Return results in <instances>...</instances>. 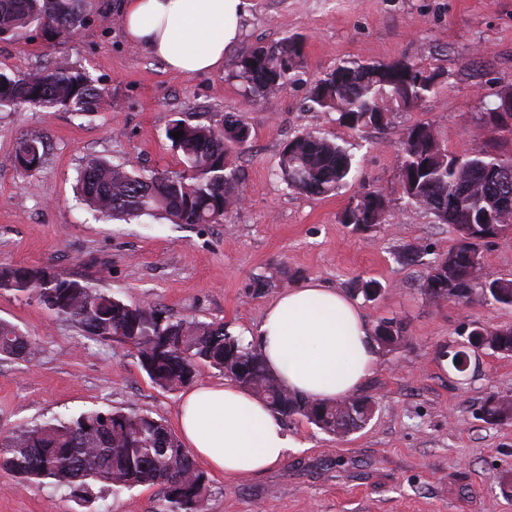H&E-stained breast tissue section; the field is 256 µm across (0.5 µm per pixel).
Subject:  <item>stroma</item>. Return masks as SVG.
<instances>
[{
  "instance_id": "obj_1",
  "label": "stroma",
  "mask_w": 512,
  "mask_h": 512,
  "mask_svg": "<svg viewBox=\"0 0 512 512\" xmlns=\"http://www.w3.org/2000/svg\"><path fill=\"white\" fill-rule=\"evenodd\" d=\"M119 5L85 0L84 24L64 45L38 32L25 43L0 40V71L21 76L65 59L111 102L92 116L31 106L0 111V268H47L134 306L224 323L250 343L268 306L288 289L315 280L347 293L356 281L376 280L380 295L355 301L370 326L393 320L404 340L380 351L361 388L377 400L371 421L336 438L284 419L296 443L286 459L244 482L209 474L205 512H512V421L490 424L476 413L489 395L512 399V357L486 351L477 369L461 374L441 356L474 326H512V306L424 293V267L406 264L401 252L424 246L432 260L458 235L407 206L398 179L400 139L415 124L431 125L456 155L494 144L512 150V132L484 122L497 93L512 88V0H250L238 47L223 70L202 75L171 72L130 44ZM286 34L304 41L297 82L273 105L248 102L231 77L243 48ZM349 59L406 60L442 78L431 99L393 110L387 129L351 130L306 103L311 82ZM228 113L240 116L251 137L233 157L247 201L224 223L106 220L77 194L80 171L93 158L178 169L169 121L217 125ZM309 132L354 156L347 184L335 193L300 194L277 176L281 147ZM31 133L45 136L49 150L28 174L14 147ZM373 190L390 203L386 222L363 232L341 224L351 198ZM0 319L36 346L28 359L0 360V434L113 408L175 427L180 392L154 386L130 347L81 336L31 294L0 290ZM157 494L151 485L103 492L85 509L65 491L21 487L0 470V512H153Z\"/></svg>"
}]
</instances>
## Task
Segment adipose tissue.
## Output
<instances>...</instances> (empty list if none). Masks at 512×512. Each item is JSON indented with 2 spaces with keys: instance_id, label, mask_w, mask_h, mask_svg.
I'll use <instances>...</instances> for the list:
<instances>
[{
  "instance_id": "adipose-tissue-1",
  "label": "adipose tissue",
  "mask_w": 512,
  "mask_h": 512,
  "mask_svg": "<svg viewBox=\"0 0 512 512\" xmlns=\"http://www.w3.org/2000/svg\"><path fill=\"white\" fill-rule=\"evenodd\" d=\"M246 0H124L126 38L182 74L219 71L241 36ZM372 331L357 305L316 282L288 289L267 309L257 342L289 391L333 402L373 371ZM183 442L214 472L247 479L280 464L294 442L279 415L232 382L203 383L182 395Z\"/></svg>"
}]
</instances>
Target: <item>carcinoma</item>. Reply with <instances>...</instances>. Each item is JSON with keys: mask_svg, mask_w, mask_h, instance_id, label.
<instances>
[{"mask_svg": "<svg viewBox=\"0 0 512 512\" xmlns=\"http://www.w3.org/2000/svg\"><path fill=\"white\" fill-rule=\"evenodd\" d=\"M83 0H0V40L26 42L33 31L65 43L82 24ZM304 41L285 36L250 45L240 55L233 78L253 101L270 104L297 81L304 68ZM441 73L409 61L359 64L343 61L314 81L307 101L321 112L337 114L339 124L359 130L389 126L390 107L407 109L434 96ZM33 105L91 116L110 105L86 72L64 60L41 66L23 77L0 72V110ZM179 153L180 170H141L129 163L113 165L91 159L83 167L79 192L83 201L105 219L160 216L172 224H219L238 209L242 177L232 156L249 140V127L235 114L221 125L170 120L166 133ZM399 182L406 204L424 209L440 224L448 223V189L459 187L464 219L452 222L457 244L428 265L423 283L437 296L448 298L470 290L487 300L512 306V279L472 282L481 268V246L496 235L480 223L491 208L493 194L474 176L481 168L512 169V154L482 151L457 156L442 149L433 129L415 125L401 139ZM46 140L40 134L20 138L15 145L17 165L26 172L40 168ZM353 165L348 148L324 135L305 133L282 148L278 170L286 186L307 195L336 192ZM373 193L353 197L341 223L365 230L374 225V207L389 210L386 198ZM0 289L33 294L57 318L76 326L82 335L135 349L140 368L166 391L190 384L199 364L224 371L233 357L247 369L245 378L230 380L252 393L282 417H300L319 430L344 437L363 428L376 407L373 397L358 395L333 403L312 401L281 387L267 369L259 349L228 331L222 323L178 318L156 306H132L112 293L47 268H1ZM483 349L512 350V332L502 336L485 330ZM34 343L11 324L0 322V355L19 358L32 354ZM512 401L493 395L479 406V419L501 420ZM0 469L14 474L22 485L66 489L80 503H89L94 489L120 494L142 485H157L155 512H204L209 486L189 451L160 419L133 409H91L71 419H52L0 437Z\"/></svg>", "mask_w": 512, "mask_h": 512, "instance_id": "carcinoma-1", "label": "carcinoma"}]
</instances>
